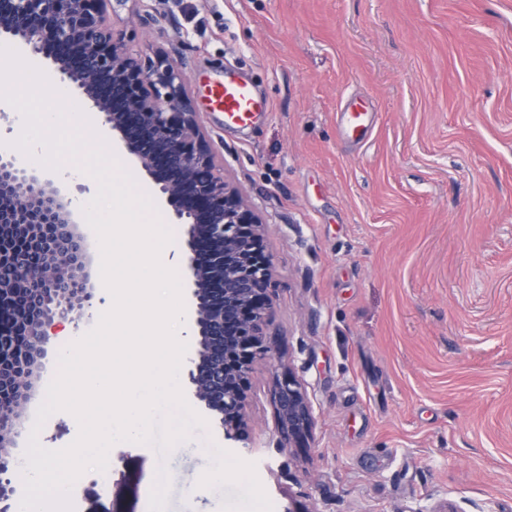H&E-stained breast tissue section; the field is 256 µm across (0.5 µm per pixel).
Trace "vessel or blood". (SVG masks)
<instances>
[{"mask_svg": "<svg viewBox=\"0 0 512 512\" xmlns=\"http://www.w3.org/2000/svg\"><path fill=\"white\" fill-rule=\"evenodd\" d=\"M208 99L214 110L223 113L224 126L228 129L250 127L269 109L267 101L257 96L252 85L236 75L225 76L211 85ZM341 125L347 134L365 135L371 125L370 114L363 106L350 104L342 114Z\"/></svg>", "mask_w": 512, "mask_h": 512, "instance_id": "b4317fda", "label": "vessel or blood"}]
</instances>
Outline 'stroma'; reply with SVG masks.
Here are the masks:
<instances>
[{"label": "stroma", "mask_w": 512, "mask_h": 512, "mask_svg": "<svg viewBox=\"0 0 512 512\" xmlns=\"http://www.w3.org/2000/svg\"><path fill=\"white\" fill-rule=\"evenodd\" d=\"M127 47L185 73L225 174L267 227L278 354L308 447L277 446L274 370L250 376L246 442L218 419L160 460L112 451L75 512H512V0H108ZM269 110L224 127L207 85ZM352 99L368 139L340 136ZM108 484L111 494L98 492Z\"/></svg>", "instance_id": "stroma-1"}]
</instances>
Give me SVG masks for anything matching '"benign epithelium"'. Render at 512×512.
Masks as SVG:
<instances>
[{
    "label": "benign epithelium",
    "instance_id": "obj_1",
    "mask_svg": "<svg viewBox=\"0 0 512 512\" xmlns=\"http://www.w3.org/2000/svg\"><path fill=\"white\" fill-rule=\"evenodd\" d=\"M109 0H0V40L41 53L59 80L92 102L125 151L136 157L179 221H188L186 269L198 340L189 357L193 395L224 426L249 436L252 366L274 358L266 309L274 289L266 225L224 178L188 96L181 69L164 55L146 64L106 22ZM85 236L52 180L0 153V299L22 296L18 331L0 336V440L18 434L31 400V370L47 357L48 331L90 318ZM279 447L311 438L314 415L292 371L272 392Z\"/></svg>",
    "mask_w": 512,
    "mask_h": 512
}]
</instances>
